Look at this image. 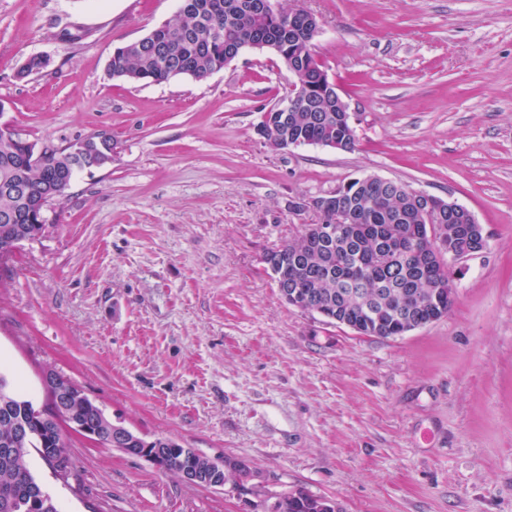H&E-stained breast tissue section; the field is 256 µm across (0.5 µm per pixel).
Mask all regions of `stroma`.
<instances>
[{"instance_id": "obj_1", "label": "stroma", "mask_w": 512, "mask_h": 512, "mask_svg": "<svg viewBox=\"0 0 512 512\" xmlns=\"http://www.w3.org/2000/svg\"><path fill=\"white\" fill-rule=\"evenodd\" d=\"M280 4L321 20L353 150L257 134L297 81L264 49L202 80L110 78L113 47L180 0H0V118L41 144L114 143L0 259V366L36 407L52 369L134 432L245 461L268 506L301 488L342 512H512V0ZM33 55L49 66L19 77ZM367 175L488 235L454 262L448 315L390 338L289 306L262 261L309 221L297 204ZM66 443L68 480L30 460L59 512L245 510L231 487Z\"/></svg>"}]
</instances>
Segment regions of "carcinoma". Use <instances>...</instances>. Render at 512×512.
I'll return each instance as SVG.
<instances>
[{"instance_id":"obj_1","label":"carcinoma","mask_w":512,"mask_h":512,"mask_svg":"<svg viewBox=\"0 0 512 512\" xmlns=\"http://www.w3.org/2000/svg\"><path fill=\"white\" fill-rule=\"evenodd\" d=\"M254 0H185L177 18L152 30L143 42L124 43L114 48L108 75L147 84H161L179 75L204 79L224 67V52L234 48H263L270 41L288 43L276 22L253 8ZM301 111L288 113L277 138L267 141L274 148L288 143L326 147L344 143L355 146V133L337 111L336 96L317 94L298 100ZM27 140L0 136V215L28 217L30 201L4 192L13 181L33 185L56 176L71 185L78 173L74 160L51 152L36 169L23 166ZM349 206L358 212L347 231L321 248L310 247V238L336 225V210L320 211L302 225L299 235L283 241L263 255L274 281L291 283L299 292L297 308L315 312L330 323L346 325L368 319L363 335L398 336L403 322H422L430 315L441 316L453 305L450 263L428 256V228L444 226L467 234L470 225L458 211L448 209L444 220L432 223L419 218L394 183H382L369 175L348 185ZM10 386L9 400L0 402V449L15 448L11 456L0 454V512H14L15 501L41 486L29 467L36 454L51 465L49 442L14 438L10 421L26 420L35 408L7 374L0 382ZM314 495L298 489L278 498L272 512H315Z\"/></svg>"}]
</instances>
